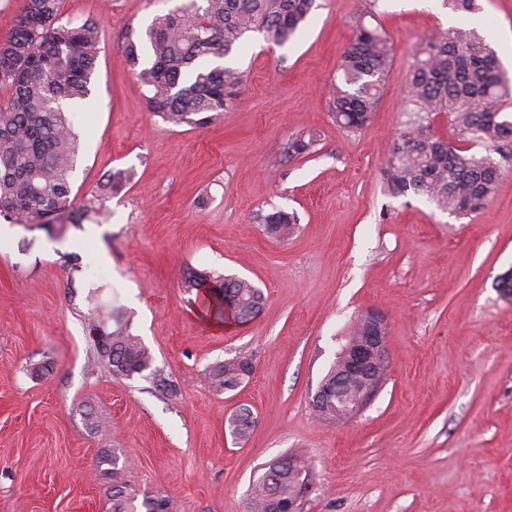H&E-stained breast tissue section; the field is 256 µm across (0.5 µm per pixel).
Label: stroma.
<instances>
[{
    "label": "stroma",
    "mask_w": 512,
    "mask_h": 512,
    "mask_svg": "<svg viewBox=\"0 0 512 512\" xmlns=\"http://www.w3.org/2000/svg\"><path fill=\"white\" fill-rule=\"evenodd\" d=\"M185 0H61L62 22L100 19L89 99L69 106L79 135L72 195H106L105 220L0 223V512H110L102 455L135 497L170 512H246L268 464L312 465L300 512H512V167L481 213L458 217L391 194L383 166L404 121L407 79L428 36L480 18L512 77V0H315L282 46L246 37L231 58L248 81L220 119L173 125L150 112L122 46ZM372 7L392 44L382 95L363 131L340 127L328 89L355 21ZM314 134L288 157L292 136ZM276 209L297 231L265 230ZM234 274L264 294L259 315L211 319L188 271ZM121 310L172 390L92 366L88 294ZM386 319L390 363L352 418L317 420L312 397L349 325ZM256 370L237 390L207 372L236 355ZM254 425L236 443L225 422Z\"/></svg>",
    "instance_id": "stroma-1"
}]
</instances>
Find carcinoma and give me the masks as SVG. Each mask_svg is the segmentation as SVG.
I'll list each match as a JSON object with an SVG mask.
<instances>
[{
	"label": "carcinoma",
	"instance_id": "obj_1",
	"mask_svg": "<svg viewBox=\"0 0 512 512\" xmlns=\"http://www.w3.org/2000/svg\"><path fill=\"white\" fill-rule=\"evenodd\" d=\"M315 0H188L156 16L145 32L152 61L142 58L140 38L127 37L123 52L138 80L147 87L148 105L164 121L198 127L218 119L239 97L246 81L240 69L212 64L231 56L254 32L284 45L299 31ZM60 0H23L7 36L0 39V88L10 96L0 102V215L14 224L55 223L67 214L101 212L74 206L70 177L78 153L76 133L64 103L90 95L101 51V23H57ZM392 45L385 31L358 20L340 62V78L331 90L332 114L343 128L367 127L389 69ZM512 79L500 68L494 50L477 28H452L419 47L406 87V120L394 142L384 176L392 194L427 197L439 209L468 216L487 208L504 168L512 163ZM447 114L457 143L433 130ZM312 141L288 140L290 157L310 153ZM270 233L290 235L294 214L273 211L264 217ZM186 287L203 291L207 311L218 321L247 323L260 311L262 295L244 278L192 273ZM112 349L96 345V361L116 376L131 377L152 369L153 357L128 324L113 319ZM248 357L235 356L209 370L218 393L244 383ZM312 408L320 418H336V397L316 393ZM250 411L233 414L236 441L250 434ZM112 480V512H137L120 472ZM309 466L287 454L273 463L251 488L248 512H279L288 498H302L311 483ZM164 496L142 498V512H167Z\"/></svg>",
	"mask_w": 512,
	"mask_h": 512
}]
</instances>
